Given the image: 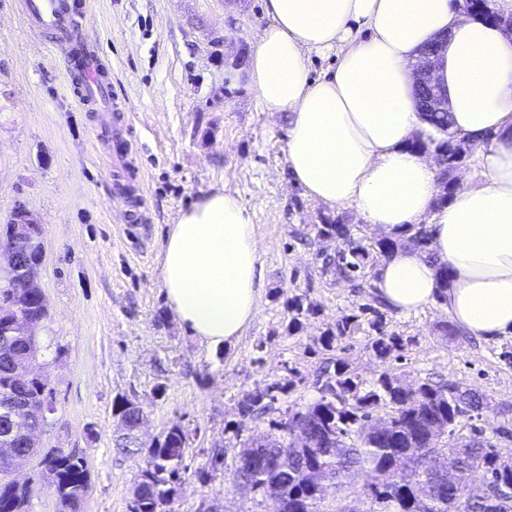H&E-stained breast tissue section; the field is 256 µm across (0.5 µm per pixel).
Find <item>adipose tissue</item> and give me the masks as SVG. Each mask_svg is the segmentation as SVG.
Instances as JSON below:
<instances>
[{
  "label": "adipose tissue",
  "mask_w": 512,
  "mask_h": 512,
  "mask_svg": "<svg viewBox=\"0 0 512 512\" xmlns=\"http://www.w3.org/2000/svg\"><path fill=\"white\" fill-rule=\"evenodd\" d=\"M269 19L249 58L262 108L288 115L285 155L293 184L316 203L347 206L373 230L396 236L420 223L430 254L401 247L374 271L389 309L409 314L436 301L437 264L453 275L445 306L455 326L487 341L512 337V37L455 0H264ZM448 100L449 126L415 101L423 49ZM336 67L312 77V55ZM481 141L482 179L446 204L432 155L449 136ZM259 239L242 200L202 195L170 225L160 286L176 320L198 342L243 336L260 300Z\"/></svg>",
  "instance_id": "obj_1"
}]
</instances>
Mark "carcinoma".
Segmentation results:
<instances>
[{"mask_svg":"<svg viewBox=\"0 0 512 512\" xmlns=\"http://www.w3.org/2000/svg\"><path fill=\"white\" fill-rule=\"evenodd\" d=\"M440 191L437 203L448 201L459 167L467 164L474 152L471 144L451 136L435 147ZM316 236H328L344 244L336 260L326 262L324 271L370 289L376 307H385L375 293L368 271L388 258L400 245L411 246L434 260L429 251L430 235L424 225L399 237L365 241L354 237V225L341 216L319 215L311 225ZM13 247L27 260L37 259L43 239L12 242L10 224L0 225V243ZM30 315L48 319L38 289L28 288L19 279L0 278V298ZM291 314L288 330H299L301 319L317 314L316 306L302 296L288 305ZM375 331L371 349L379 360L386 359L398 346L397 337L385 331L382 314L370 323ZM360 329L359 315L349 314L336 320L322 337L325 348L333 340L349 337ZM291 388L288 381L273 382L245 393L239 404L241 417L254 418L278 410V404ZM318 397L301 407L287 408L270 421L268 442L250 437L240 442L241 449L231 463L232 484L238 490L267 499L272 489L279 490V503L273 512H353L352 498L344 494L347 480L358 470L377 474L363 498L370 502L365 512H487L486 504L463 495L464 479L473 468L482 469L493 494L497 512H512V448L500 440L512 438L505 426L492 429L493 436H459L452 442L431 439L430 428L442 424L447 434L466 420L488 408L484 397L453 383L422 379L417 390L408 392L398 378L384 370L371 382L364 381L339 359L329 360L316 381ZM15 391L30 401H54L53 390L34 381L18 386L0 358V397ZM387 410L389 426L380 433L370 429L378 409ZM144 409L128 398L116 404L115 416L125 432L117 437L116 448L128 457L145 454L132 494L130 512H175V487L180 471L186 468L187 435L175 423L149 446L136 436ZM39 453L51 459L55 481L50 483L62 512H82L87 496L88 471L83 458L60 448H41ZM437 489V498L423 508L418 493L425 487ZM32 490L29 487L0 486V512H29Z\"/></svg>","mask_w":512,"mask_h":512,"instance_id":"obj_1","label":"carcinoma"}]
</instances>
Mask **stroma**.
<instances>
[{"label": "stroma", "mask_w": 512, "mask_h": 512, "mask_svg": "<svg viewBox=\"0 0 512 512\" xmlns=\"http://www.w3.org/2000/svg\"><path fill=\"white\" fill-rule=\"evenodd\" d=\"M19 0H0V222L16 204L44 229L41 287L49 317L36 330L41 373L56 411L42 441L76 450L87 462L84 512H128L136 462L118 452L120 397L147 413L144 442L180 424L188 435L176 512H245L248 494L212 469L214 448L236 453L244 437L268 431L267 418L241 420L238 403L277 379L293 383L285 405H305L327 358L375 378L387 370L411 384L429 377L486 396L490 410L473 427L512 426V364L501 342L466 334L444 339L447 310L385 311L387 333L402 346L386 360L363 329L324 349L318 339L355 313L368 292L322 270L341 245L311 226L325 208L288 179V119L259 105L246 72L224 60L253 49L268 23L263 0H85L81 32L112 69L118 99L134 114L139 175L148 220L128 223L112 196L107 147L90 137L105 113L84 109L69 86L55 38L31 33ZM238 194L263 243L261 299L233 345H201L169 312L160 288V253L169 224L202 194ZM307 295L319 313L288 332V302ZM63 356H56V347ZM164 396H155V388Z\"/></svg>", "instance_id": "obj_1"}]
</instances>
